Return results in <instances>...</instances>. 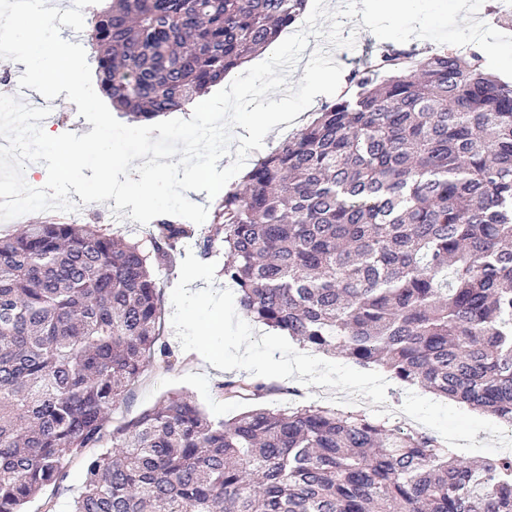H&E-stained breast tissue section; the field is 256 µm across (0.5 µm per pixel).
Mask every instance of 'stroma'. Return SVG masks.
<instances>
[{"label":"stroma","mask_w":512,"mask_h":512,"mask_svg":"<svg viewBox=\"0 0 512 512\" xmlns=\"http://www.w3.org/2000/svg\"><path fill=\"white\" fill-rule=\"evenodd\" d=\"M343 35L354 38L350 47L336 48L334 60L343 74H350L363 63L376 61L390 48L387 40L378 39L363 25L361 17L345 20ZM18 94L20 99L33 107H49L50 113L45 123L54 134L73 132L84 134L91 125L77 113L76 104L66 96L48 100L31 88L14 92L12 86L0 84V95ZM111 202L85 205L86 223L100 224L112 231L120 232L125 238L140 243L143 248H150L151 225L125 224L112 215ZM181 256L166 260L152 259L150 267L155 276L162 305V324L160 344L171 351L168 363L149 362L144 366L140 376L131 385L127 397L112 412L109 419L110 429L127 426L141 413L150 410L172 393L182 394L194 401L204 413L214 420H228L245 409L244 404L225 399L217 388L218 383L228 379V372L204 374L194 370L185 359L171 325L173 307L171 291L179 279ZM284 392L271 396L267 404L271 407H297L316 405L335 408L343 412L362 414L376 423L388 427H404L441 438L448 433L461 436L479 437L480 443L474 447L459 449L458 454L464 458H493L504 448L500 422L488 413L471 409L461 403L425 391L418 386H408L390 380L387 390L386 405L398 409L406 415V422L388 418L378 412L371 400L359 395L350 397L346 392L325 386H305L300 382L284 380ZM85 480L83 465L80 460H73L67 466V477L58 486L47 488L42 498L29 503L27 512H44V500H51L53 512H71L73 500L80 492Z\"/></svg>","instance_id":"35a3bbf8"}]
</instances>
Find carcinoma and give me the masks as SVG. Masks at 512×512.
I'll list each match as a JSON object with an SVG mask.
<instances>
[{"mask_svg":"<svg viewBox=\"0 0 512 512\" xmlns=\"http://www.w3.org/2000/svg\"><path fill=\"white\" fill-rule=\"evenodd\" d=\"M305 2L91 8L99 89L130 120L181 110ZM150 241L160 260L224 255L255 321L512 423V81L477 53L388 51L255 163L206 230L161 216ZM160 317L139 243L67 221L0 236V512H24L74 458L73 512H512V456L466 462L337 409L213 421L171 394L108 433L145 359L171 355ZM219 388L280 391L248 377Z\"/></svg>","mask_w":512,"mask_h":512,"instance_id":"1","label":"carcinoma"}]
</instances>
